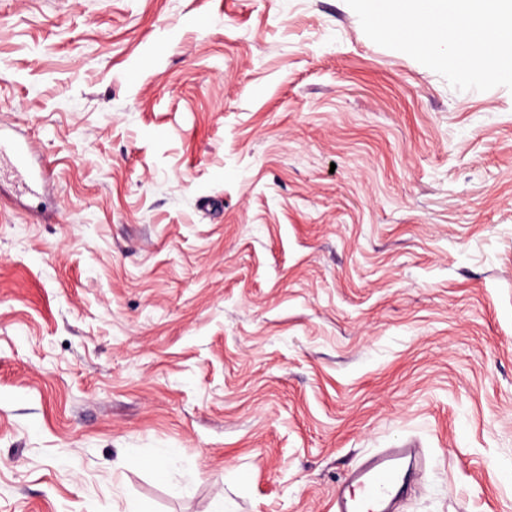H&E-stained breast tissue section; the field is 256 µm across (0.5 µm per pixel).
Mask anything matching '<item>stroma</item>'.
Here are the masks:
<instances>
[{
	"instance_id": "stroma-1",
	"label": "stroma",
	"mask_w": 512,
	"mask_h": 512,
	"mask_svg": "<svg viewBox=\"0 0 512 512\" xmlns=\"http://www.w3.org/2000/svg\"><path fill=\"white\" fill-rule=\"evenodd\" d=\"M0 512H512V91L346 0H0ZM136 449L137 465L118 461ZM419 448H385L349 471L336 498V512H389L388 503L409 484Z\"/></svg>"
}]
</instances>
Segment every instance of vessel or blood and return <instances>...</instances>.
I'll return each instance as SVG.
<instances>
[{
  "instance_id": "1",
  "label": "vessel or blood",
  "mask_w": 512,
  "mask_h": 512,
  "mask_svg": "<svg viewBox=\"0 0 512 512\" xmlns=\"http://www.w3.org/2000/svg\"><path fill=\"white\" fill-rule=\"evenodd\" d=\"M419 450L386 448L349 471L336 499V512H389L409 484Z\"/></svg>"
}]
</instances>
